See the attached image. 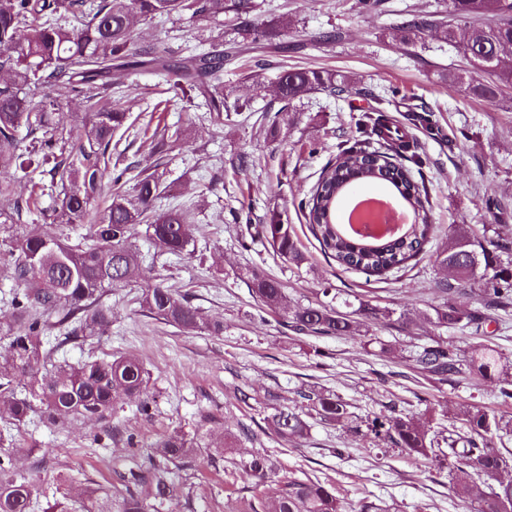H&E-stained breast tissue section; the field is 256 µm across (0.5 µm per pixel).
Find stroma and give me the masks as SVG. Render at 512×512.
Returning a JSON list of instances; mask_svg holds the SVG:
<instances>
[{"mask_svg":"<svg viewBox=\"0 0 512 512\" xmlns=\"http://www.w3.org/2000/svg\"><path fill=\"white\" fill-rule=\"evenodd\" d=\"M256 16L274 24L276 36L241 44L226 62L220 86L244 111L228 110L223 122L211 118L205 100L172 74L122 71L112 76V104L135 99L129 133L116 139V152L133 162L126 174L158 165L164 189L162 210L191 211L193 255L157 254L140 241L142 267L136 282L105 297L112 310L110 335L70 348L71 361L90 354L133 355L149 373L141 398L119 401L102 421L74 420L63 429L31 421L15 437L27 447L15 471L33 481V512L62 502L86 486L124 491L121 474L146 464L147 445L173 430L202 428L195 460L176 469L181 496L166 512H246L254 481L242 470L226 473L215 458L225 445L239 459L267 450L280 474L332 484L338 496L369 499L389 512H465L449 484L447 470L398 450H383L360 432L367 420L386 414L388 405L413 415L431 429L459 428L457 409L475 405L512 419V400L497 395L496 384L464 374L442 383L414 372L415 346L434 337L468 355L476 337L436 327L428 317L442 307L436 287L443 272L435 264L461 225L504 224L512 230V93L488 102L466 91L449 92L442 75L462 69L458 49L427 35L403 47L395 39L409 15L446 10L448 0H254ZM230 15L198 27L189 16L137 23L134 38L154 43L177 58L200 52L202 40L232 42ZM324 68L347 79L341 96L314 93L297 102L295 121L282 126L277 141L266 137L280 107L275 87L283 70ZM429 108L440 127L417 132L426 162L432 219L438 233L420 259L387 277L343 270L321 251L299 202L324 167L334 163L339 144L355 130L362 113L380 110L408 122ZM191 124L188 147L156 154L152 143L165 129ZM247 167H237L238 158ZM277 211L307 256L295 266L277 257L251 224ZM256 266L280 281L294 304L327 303L351 314L355 298L396 311L407 310L406 328L372 327L367 339L298 334L263 311L241 278ZM191 294L211 319L223 322L221 335L187 333L149 315L139 304L142 288L156 282ZM317 386L350 404L348 421L335 426L312 422L306 439L285 444L265 423L275 408H299L300 389ZM211 416L202 424V416ZM73 478L59 491V476Z\"/></svg>","mask_w":512,"mask_h":512,"instance_id":"1","label":"stroma"}]
</instances>
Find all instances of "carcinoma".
<instances>
[{
	"instance_id": "carcinoma-1",
	"label": "carcinoma",
	"mask_w": 512,
	"mask_h": 512,
	"mask_svg": "<svg viewBox=\"0 0 512 512\" xmlns=\"http://www.w3.org/2000/svg\"><path fill=\"white\" fill-rule=\"evenodd\" d=\"M229 12L237 34L257 43L266 37L255 16L253 0H0V244L7 247L5 264L12 281L11 318H0V406L16 428L38 414L42 422L59 425L71 417L102 419L124 398L143 392L146 371L139 359L89 356L72 363L59 354L69 344L101 338L111 330L110 308L103 303L108 292L125 288L139 275L140 255L135 237L147 239L161 253L188 254L194 245L190 215L179 210L158 212L155 202L162 184L158 170H141L127 188V169L113 168L110 203L92 207L103 192L111 155L112 137L129 117L127 109L106 106L102 93L112 70L147 68L174 74L204 97L214 120L221 119L226 97L213 84L224 70L226 55L216 48L183 63L154 44L133 40L140 20L189 14L200 22ZM488 14L491 24L476 25L457 36L451 18ZM435 33L459 46L471 69H452L445 75L448 89L465 88L469 94L494 100L499 87L512 84V0H448V19L413 17L405 21L397 38L414 45L422 35ZM488 76L478 81L472 72ZM62 87L81 101L84 135L73 142L67 136L63 109L42 91ZM344 91L336 72L303 68L286 72L279 81L277 98L284 106L317 92ZM191 132L177 126L162 136L163 152L188 144ZM418 143L405 126L385 112H365L356 121V135L339 145L336 163L326 167L300 207L321 250L345 270L382 276L405 267L420 255L433 233L429 220V195L424 176L414 179L412 168L422 170ZM50 166L54 188V224L83 226L72 238L35 230L24 216L33 203L14 197L10 172L19 167ZM354 180H383L402 190L412 212L403 233L383 241H356L338 220L339 204ZM487 227L452 238L436 256L437 264L459 281L477 284L478 309H462L452 300L435 310L431 322L440 327L480 332L487 311L512 303V238ZM274 253L296 266L307 260L297 239L276 212L269 222L256 225ZM483 269L476 275L477 269ZM252 297L268 312L288 321L290 327L314 336H359L378 324L404 325L410 312L373 305L358 299L354 316L318 304L292 305L281 284L257 267L242 271ZM139 302L151 315L185 332H223L193 306L188 294L158 282L145 287ZM412 367L422 375L446 382L469 370L479 379L495 382L499 397L512 399V361L498 349L480 343L470 359L462 360L438 338L424 344ZM24 388L19 394L16 388ZM307 414L326 425L343 422L349 405L340 396L310 388L298 393ZM466 432L430 430L404 413L376 416L366 424L365 436L409 455L432 456L448 473L459 471L469 480L454 486L469 512H512V479L490 485L506 465L503 453L492 445V435L512 432V421L471 405L459 413ZM268 429L286 442L308 435L304 413L287 407L267 417ZM148 466L122 477L126 492L118 500L104 489L86 487L76 501L78 512H159L177 498L171 467L188 462L199 448L196 434L175 430L150 444ZM25 452L15 445L0 452V512H31L33 486L13 472L14 455ZM234 468L254 479L252 512H385L371 501L348 502L335 488L320 481L279 477L270 456L255 452L247 460L227 458ZM268 482L278 488L266 496ZM145 485L153 503L132 491Z\"/></svg>"
}]
</instances>
